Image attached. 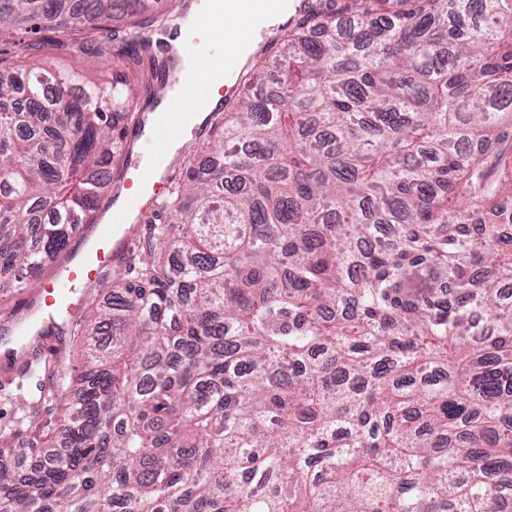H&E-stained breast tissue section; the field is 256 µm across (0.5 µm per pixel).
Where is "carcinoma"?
<instances>
[{
  "instance_id": "1",
  "label": "carcinoma",
  "mask_w": 512,
  "mask_h": 512,
  "mask_svg": "<svg viewBox=\"0 0 512 512\" xmlns=\"http://www.w3.org/2000/svg\"><path fill=\"white\" fill-rule=\"evenodd\" d=\"M347 16L345 25L336 14ZM156 0H0L44 55L88 23L157 49ZM171 177L107 286L66 454L0 467V512H512V0H313ZM127 85L0 66V288L96 219ZM182 224L177 261L148 257Z\"/></svg>"
}]
</instances>
